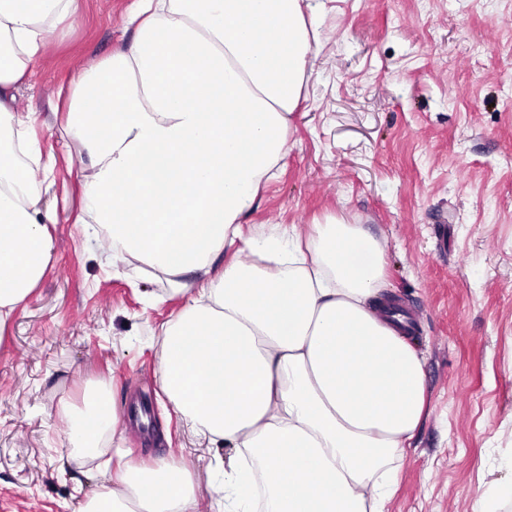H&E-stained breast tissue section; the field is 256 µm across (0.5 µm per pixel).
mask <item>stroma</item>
I'll list each match as a JSON object with an SVG mask.
<instances>
[{"mask_svg":"<svg viewBox=\"0 0 512 512\" xmlns=\"http://www.w3.org/2000/svg\"><path fill=\"white\" fill-rule=\"evenodd\" d=\"M129 0H85L83 17L18 92L55 184L43 208L52 261L0 340V512H80L115 450L134 466L194 462L201 507L229 449L194 444L160 389L155 328L184 301L162 275L113 272L96 225L76 223L90 165L64 142L80 67L130 44ZM320 45L279 176L244 230L336 215L387 246L384 294L410 315L427 412L386 512H471L512 483V0H322ZM91 384L123 429L96 453L60 417Z\"/></svg>","mask_w":512,"mask_h":512,"instance_id":"1","label":"stroma"}]
</instances>
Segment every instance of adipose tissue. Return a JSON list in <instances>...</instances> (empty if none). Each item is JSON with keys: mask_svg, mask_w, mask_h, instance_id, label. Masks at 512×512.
I'll use <instances>...</instances> for the list:
<instances>
[{"mask_svg": "<svg viewBox=\"0 0 512 512\" xmlns=\"http://www.w3.org/2000/svg\"><path fill=\"white\" fill-rule=\"evenodd\" d=\"M84 0H0V337L38 287L53 243L34 189L41 155L15 109L35 60ZM127 48L72 80L66 134L91 164L84 213L111 267L164 275L186 299L160 331L159 382L193 437L234 453L214 512H383L426 408L424 359L383 296L386 248L338 217L244 236L284 160L318 46L310 0H131ZM234 258L221 272L213 262ZM97 448L106 390L62 409ZM82 512H199L192 469L118 465Z\"/></svg>", "mask_w": 512, "mask_h": 512, "instance_id": "ef3b65f1", "label": "adipose tissue"}]
</instances>
